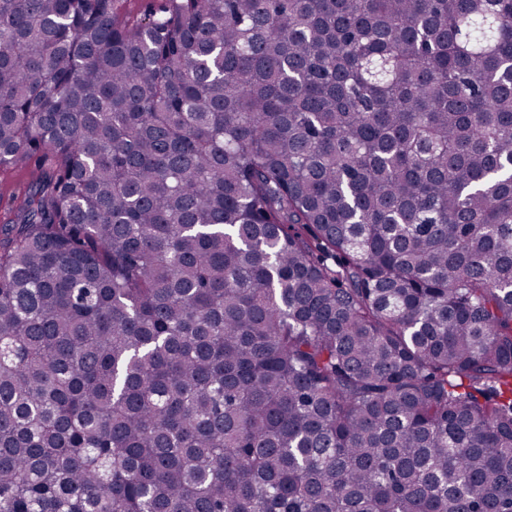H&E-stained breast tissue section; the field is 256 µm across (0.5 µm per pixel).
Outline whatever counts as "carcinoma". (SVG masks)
<instances>
[{"label": "carcinoma", "instance_id": "obj_1", "mask_svg": "<svg viewBox=\"0 0 512 512\" xmlns=\"http://www.w3.org/2000/svg\"><path fill=\"white\" fill-rule=\"evenodd\" d=\"M0 0V512H512V0ZM161 0H115L114 17L121 23L140 22L151 17ZM30 174L28 167H19L7 174L0 173V213L8 208L13 195L26 189Z\"/></svg>", "mask_w": 512, "mask_h": 512}]
</instances>
